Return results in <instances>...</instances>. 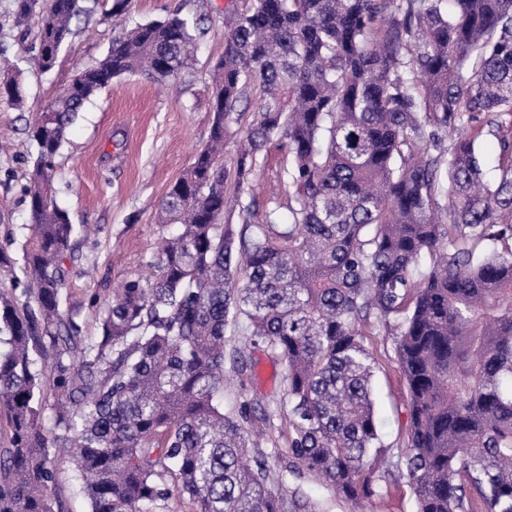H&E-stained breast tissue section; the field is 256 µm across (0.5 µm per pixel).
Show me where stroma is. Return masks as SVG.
<instances>
[{
  "label": "stroma",
  "instance_id": "stroma-1",
  "mask_svg": "<svg viewBox=\"0 0 512 512\" xmlns=\"http://www.w3.org/2000/svg\"><path fill=\"white\" fill-rule=\"evenodd\" d=\"M88 6L89 13L75 20L76 33L55 67L40 73L28 42L12 37L11 0H0V33L11 38L7 50L0 52V77L19 73L24 89L22 105L0 99V248L17 256L31 223L24 188L38 154L28 135L36 113L77 70L104 58L137 24L177 13L202 18L206 33L179 76L161 86L144 75L113 79L67 132L51 178L58 204L77 227L76 264L94 270L93 276L69 280L66 289L74 304L87 302L93 294L109 299L113 289L144 274L158 241L175 232V225L158 222L159 205L209 139L214 66L224 54L234 8L232 0H88ZM287 158L284 140L275 138L266 145L253 181L257 195L282 192ZM367 346L374 358L373 399L383 442L387 454L394 456L405 446V382L391 337H369ZM252 359L254 404L278 400L283 390L279 366L261 352ZM260 451L271 457L280 493L303 490L316 512H351V503L324 482L288 470L285 437L249 449L253 455ZM381 487L372 512H417L405 474H383Z\"/></svg>",
  "mask_w": 512,
  "mask_h": 512
}]
</instances>
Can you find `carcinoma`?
<instances>
[{
    "label": "carcinoma",
    "mask_w": 512,
    "mask_h": 512,
    "mask_svg": "<svg viewBox=\"0 0 512 512\" xmlns=\"http://www.w3.org/2000/svg\"><path fill=\"white\" fill-rule=\"evenodd\" d=\"M35 2L13 0L12 14L22 35L36 24L45 73L86 8ZM203 34L177 14L137 25L29 126L30 236L19 258L0 249V512H67L54 448L68 449L90 512L172 500L315 512L273 491L264 454L246 456L283 418L295 465L361 512L380 495L376 471L394 465L366 345L381 335L407 385L401 459L417 512H512V0H243L215 66L209 140L160 205L179 232L148 277L71 304L76 227L49 173L67 129L115 78L179 73ZM0 98L22 101L16 78ZM484 115L493 185L476 148ZM242 126L230 196L224 141ZM275 137L288 145L286 224L281 203L242 196ZM235 213L241 223H224ZM247 349L282 368V396L258 414Z\"/></svg>",
    "instance_id": "cac0c4a2"
}]
</instances>
